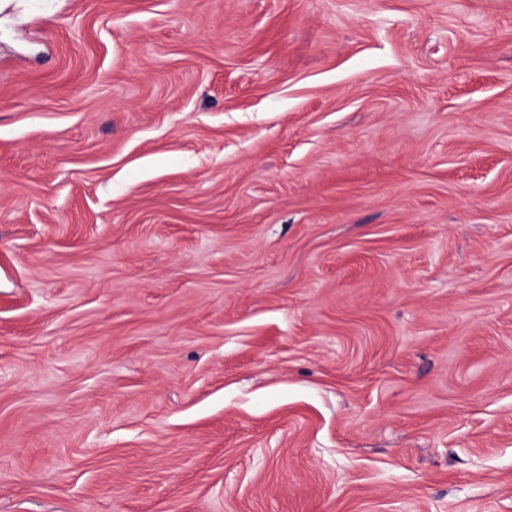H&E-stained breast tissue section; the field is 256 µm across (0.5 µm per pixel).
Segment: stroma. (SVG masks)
Masks as SVG:
<instances>
[{"label": "stroma", "instance_id": "1", "mask_svg": "<svg viewBox=\"0 0 512 512\" xmlns=\"http://www.w3.org/2000/svg\"><path fill=\"white\" fill-rule=\"evenodd\" d=\"M0 512H512V0H0Z\"/></svg>", "mask_w": 512, "mask_h": 512}]
</instances>
